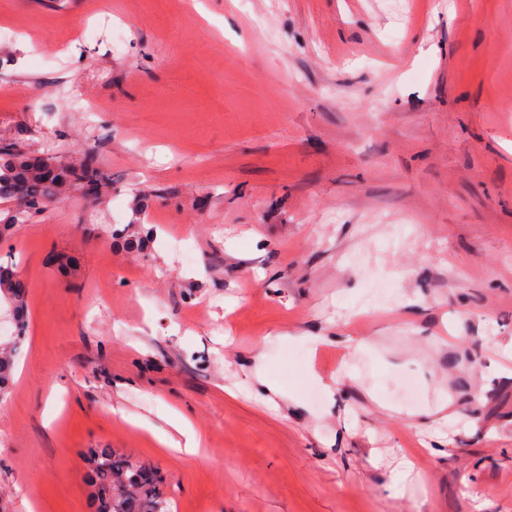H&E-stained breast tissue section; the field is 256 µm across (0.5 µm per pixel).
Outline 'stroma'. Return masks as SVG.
I'll return each mask as SVG.
<instances>
[{
	"label": "stroma",
	"instance_id": "obj_1",
	"mask_svg": "<svg viewBox=\"0 0 512 512\" xmlns=\"http://www.w3.org/2000/svg\"><path fill=\"white\" fill-rule=\"evenodd\" d=\"M201 2L0 0V139L112 176L0 237V512L103 447L172 512H512V0ZM12 266L0 265V303L3 298L12 308L13 332L8 338L0 336V400L12 383L13 355L25 335V289ZM3 339V340H2ZM306 341L312 343L315 347L326 344H340L346 351L353 355L364 353L369 349V345L366 341L349 336L342 339L340 336H310L307 337ZM168 422L175 431L185 438V442L182 445L181 442L175 439L171 434L164 433L159 439L160 443L165 448H185L187 453L194 454L200 445V435L193 428L190 420L182 413L173 410L169 414Z\"/></svg>",
	"mask_w": 512,
	"mask_h": 512
}]
</instances>
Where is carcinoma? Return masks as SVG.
Instances as JSON below:
<instances>
[{
	"label": "carcinoma",
	"mask_w": 512,
	"mask_h": 512,
	"mask_svg": "<svg viewBox=\"0 0 512 512\" xmlns=\"http://www.w3.org/2000/svg\"><path fill=\"white\" fill-rule=\"evenodd\" d=\"M109 176L93 156L75 163L52 158L37 162L10 143H0V200L16 207L0 216V235L25 224L48 204L58 203L67 192L81 191L90 183L101 188ZM0 299L12 308L13 332L0 339V395L10 389L13 355L25 335V289L10 266L0 265ZM85 458L96 460L90 479L98 488V512H171L163 486L165 477L146 464L111 448H89Z\"/></svg>",
	"instance_id": "carcinoma-1"
}]
</instances>
